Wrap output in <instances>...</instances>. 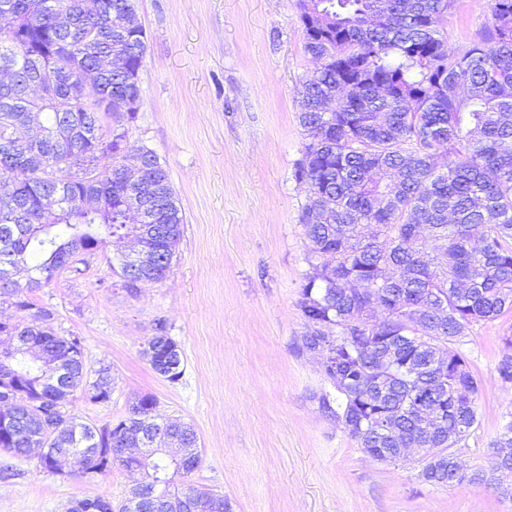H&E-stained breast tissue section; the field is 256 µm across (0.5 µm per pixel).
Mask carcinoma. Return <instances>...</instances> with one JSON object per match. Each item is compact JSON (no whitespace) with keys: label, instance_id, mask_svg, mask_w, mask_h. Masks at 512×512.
<instances>
[{"label":"carcinoma","instance_id":"cac0c4a2","mask_svg":"<svg viewBox=\"0 0 512 512\" xmlns=\"http://www.w3.org/2000/svg\"><path fill=\"white\" fill-rule=\"evenodd\" d=\"M451 4L301 0L304 49L318 67L299 88L310 142L295 177L309 192L301 224L312 269L299 350L336 387V401L318 397L320 412L363 451L395 461L399 439L423 451L433 485L499 487L512 482V463L495 456L458 475L452 448L477 423L479 384L454 344L512 312V0H491L483 36L463 54L442 27ZM133 15L135 0H0V298L23 313L0 320L10 343L0 350V410L22 415L0 451L40 448L48 471L68 457L84 475L141 471L148 510L162 494L176 509L230 512L190 481L202 463L194 427L144 418L152 396L134 397L125 419L103 427L66 408L87 384L93 402L109 401L110 368L87 383L82 339L56 333L52 309L29 297L108 246L130 293L170 271L183 214L167 168L138 154L156 220L131 223L125 132L103 122L136 118L128 103L140 97L147 37L127 27ZM68 122L74 139L61 142L55 131ZM18 195L31 207L25 224L11 219ZM130 237L143 246L135 254L124 250ZM174 343L160 321L142 349L171 383L184 375ZM121 509L97 497L68 512Z\"/></svg>","mask_w":512,"mask_h":512}]
</instances>
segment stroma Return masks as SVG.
<instances>
[{"instance_id":"1","label":"stroma","mask_w":512,"mask_h":512,"mask_svg":"<svg viewBox=\"0 0 512 512\" xmlns=\"http://www.w3.org/2000/svg\"><path fill=\"white\" fill-rule=\"evenodd\" d=\"M147 35L141 97L123 123L126 158L140 149L166 162L184 224L168 277L132 294L112 251L33 292L58 334L80 336L88 373L109 366L112 397L77 391L72 408L98 427L124 419L129 400L192 424L202 464L192 479L227 497L231 512H512V493L423 481L420 451L398 464L373 459L318 409L332 392L317 358L299 353V301L311 267L300 223L308 202L293 176L307 136L301 82L316 63L304 50L299 0H136ZM490 0H453L448 44L472 47ZM185 355L176 383L141 350L158 320ZM512 312L473 325L457 348L480 380L478 421L455 454L487 467L490 444L512 420L497 366ZM0 477V512H67L71 501H121L139 476L121 468L81 479L44 470L31 455Z\"/></svg>"}]
</instances>
